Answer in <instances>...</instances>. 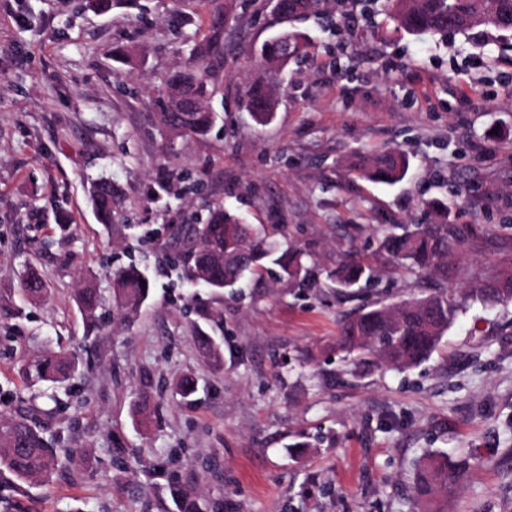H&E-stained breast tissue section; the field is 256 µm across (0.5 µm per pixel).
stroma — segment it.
<instances>
[{"mask_svg": "<svg viewBox=\"0 0 512 512\" xmlns=\"http://www.w3.org/2000/svg\"><path fill=\"white\" fill-rule=\"evenodd\" d=\"M223 5L0 0V416L36 406L60 453L50 482L1 493L0 512H174L176 476L224 512H415L410 485L430 452L471 458L446 512H512V302L473 305L405 372L335 348L338 320L474 285L512 256V48L490 26L408 34L386 0H327L290 23L271 0H245L223 26L212 130L163 143L160 90ZM286 29L309 56L274 78L258 49ZM270 79L261 124L246 91ZM391 150L410 160L402 181L361 173ZM101 177L119 192L109 226L88 200ZM213 203L287 226L315 287L270 274L191 286L175 236ZM394 224L452 225L463 261L444 282L396 267L376 235ZM348 256L379 271L378 287H329ZM132 263L150 296L120 314L112 273ZM30 267L43 298L21 288ZM88 285L105 301L94 325L76 303ZM203 332L219 338V363ZM45 342L81 365L33 400L19 368ZM185 374L187 399L171 389Z\"/></svg>", "mask_w": 512, "mask_h": 512, "instance_id": "35a3bbf8", "label": "stroma"}]
</instances>
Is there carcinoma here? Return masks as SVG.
Segmentation results:
<instances>
[{"mask_svg": "<svg viewBox=\"0 0 512 512\" xmlns=\"http://www.w3.org/2000/svg\"><path fill=\"white\" fill-rule=\"evenodd\" d=\"M322 0H282L283 11L296 18L320 9ZM392 18L410 34L433 33L446 36L463 33L478 26L512 31V0H393ZM219 35L213 34L198 44L193 58L165 82L161 101L164 126L178 122L179 134L204 135L214 123L208 101L214 93L212 60L220 57ZM260 56L273 61L276 70L289 60L283 55V42L265 41ZM273 88L257 82L248 92V105L262 120L270 117ZM408 167L402 152H389L374 158L366 174L380 182L400 181ZM91 204L103 224L112 223L116 210V191L112 181L100 179L91 186ZM185 244L186 276L200 280L208 288H232L247 275H254L267 264L279 267L287 281L307 286L309 274L301 254L285 244L283 226L267 231L241 219L217 203L206 222L188 223L180 228ZM379 249L398 265L413 272L444 275L448 263L462 259L463 241L448 231L446 224H416L402 233L384 231ZM367 267L357 261L341 264L332 279L338 288H352L366 276ZM144 272L133 265L113 272L117 305L129 311L142 307L150 286ZM21 287L31 297L46 291L41 277L29 273ZM512 301V273L504 266L489 273L471 288H445L422 296H413L396 304L365 308L342 319L336 335V350L356 356L360 363H375L409 370L427 360L448 329L471 302L494 306ZM77 303L89 320H94L101 301L96 289L78 292ZM79 365L77 357L45 349L24 361L20 372L24 383L40 387L62 383L71 378ZM58 466L56 449L44 439L40 425L31 416L0 419V468L10 474L7 487L49 478ZM468 467L465 458L452 459L443 452L429 455L418 466L411 485L417 502L425 504L459 481ZM177 512H223L224 501H204L189 485L175 483L170 489Z\"/></svg>", "mask_w": 512, "mask_h": 512, "instance_id": "carcinoma-1", "label": "carcinoma"}]
</instances>
